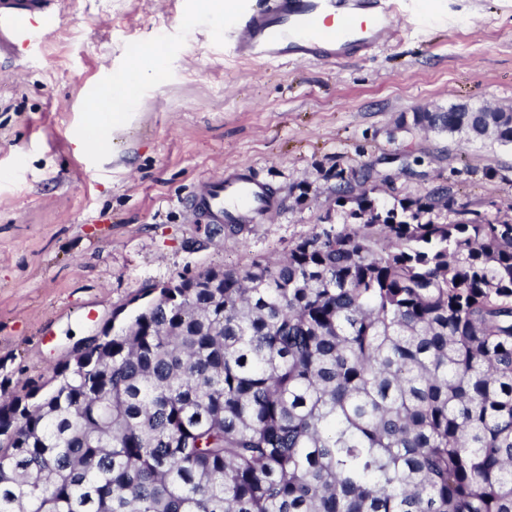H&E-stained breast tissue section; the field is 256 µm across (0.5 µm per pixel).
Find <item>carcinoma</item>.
<instances>
[{
	"mask_svg": "<svg viewBox=\"0 0 512 512\" xmlns=\"http://www.w3.org/2000/svg\"><path fill=\"white\" fill-rule=\"evenodd\" d=\"M397 128L512 145V110ZM181 277L0 399V512H512V219L452 192Z\"/></svg>",
	"mask_w": 512,
	"mask_h": 512,
	"instance_id": "1",
	"label": "carcinoma"
}]
</instances>
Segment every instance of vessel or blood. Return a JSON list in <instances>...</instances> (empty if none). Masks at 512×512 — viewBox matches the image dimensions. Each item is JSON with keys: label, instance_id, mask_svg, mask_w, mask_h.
Instances as JSON below:
<instances>
[{"label": "vessel or blood", "instance_id": "obj_1", "mask_svg": "<svg viewBox=\"0 0 512 512\" xmlns=\"http://www.w3.org/2000/svg\"><path fill=\"white\" fill-rule=\"evenodd\" d=\"M411 0H270L239 12L230 28L243 59L304 61L374 51L400 40L395 23ZM64 24L60 0H0V67L40 56ZM198 214L214 224H254L274 209L267 184L240 165L210 182L194 199Z\"/></svg>", "mask_w": 512, "mask_h": 512}]
</instances>
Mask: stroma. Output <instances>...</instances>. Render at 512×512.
Masks as SVG:
<instances>
[{
  "label": "stroma",
  "mask_w": 512,
  "mask_h": 512,
  "mask_svg": "<svg viewBox=\"0 0 512 512\" xmlns=\"http://www.w3.org/2000/svg\"><path fill=\"white\" fill-rule=\"evenodd\" d=\"M64 9L42 55L0 68V396L48 381L152 285L322 231L330 171L392 174L374 192L386 202L444 186L480 212L512 209V146L396 127L424 108H512V0H415L401 41L288 63L238 59L202 0ZM149 48L162 64L136 77ZM97 105L116 119L103 142L88 135ZM242 163L281 204L232 235L191 198Z\"/></svg>",
  "instance_id": "35a3bbf8"
}]
</instances>
